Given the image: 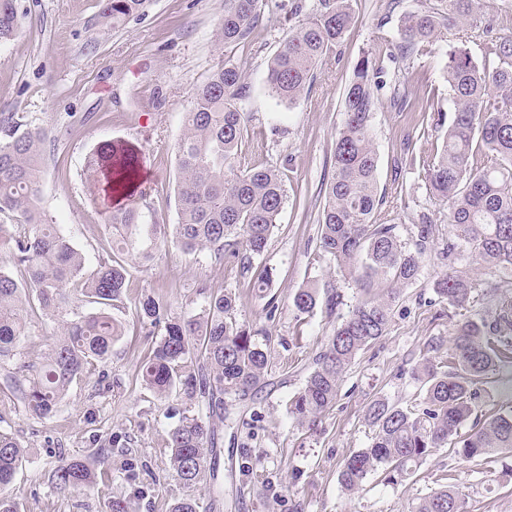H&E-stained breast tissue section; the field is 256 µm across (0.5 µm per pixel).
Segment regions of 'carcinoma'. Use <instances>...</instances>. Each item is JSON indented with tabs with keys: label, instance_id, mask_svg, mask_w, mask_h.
Wrapping results in <instances>:
<instances>
[{
	"label": "carcinoma",
	"instance_id": "1",
	"mask_svg": "<svg viewBox=\"0 0 512 512\" xmlns=\"http://www.w3.org/2000/svg\"><path fill=\"white\" fill-rule=\"evenodd\" d=\"M148 0H102L101 24L119 27L142 13ZM267 0H224L217 32L226 46L241 55L217 67L193 89L183 114V133L176 148L177 214L175 224L142 223L136 202L108 214L112 254L90 273L85 257L41 205L42 162L46 136L14 112L0 113V213L16 214L24 232L14 239L12 262L24 272L28 288L0 269V372L17 404L34 419L54 416L60 401L76 382L107 361L123 324L112 314L123 305L130 275L126 256L142 235L141 256L150 260L168 242L184 252L207 251L214 261L237 262L262 298L272 278L253 257L262 254L286 201L281 172L245 165L248 95L247 53L262 20ZM289 13L301 21L288 30L267 63V84L280 103L292 106L309 90L318 63L336 48L351 19V0H292ZM377 23V49L362 56L344 99V120L332 148V178L324 189L319 218L321 256L336 264L342 277L363 286L362 274L380 284L379 293L358 297L347 313H339L343 296L312 283L295 291L292 305L298 320L321 308L332 322L322 350L315 356L302 387L287 401L288 418L298 428L315 427L336 402L340 383L360 351L387 335L401 289L420 280L422 259L434 242L437 225L419 214L404 242L398 225L381 215L378 155L371 120L379 99L389 96L405 110L400 75L414 60L436 53L437 31L462 27L470 37L488 33L490 19L479 0H437L422 3L400 16L402 42L395 43ZM21 22L15 0H0V41L18 35ZM443 70L454 115L442 144L429 152H405L394 159V171H423L429 198L448 206V242L437 253L442 271L432 281L441 301L461 315L445 354L425 343L411 369L417 383L414 405L402 407L384 397L370 401L365 419L373 427L370 442L343 462L338 480L355 493L380 472L388 484L412 476L434 448L452 447L459 460L491 462L512 453V406L474 416L479 385L495 378L512 384V282L494 279L512 269V35L490 40L488 55L477 61L464 49L444 52ZM121 164L110 146L85 158L89 200L100 202L104 164ZM480 265L483 279L460 266L464 255ZM479 307L470 315L467 309ZM41 309L58 319V335L44 361L10 368L26 336L24 312ZM137 317L152 346L140 363L144 385L158 395L179 390L193 413L179 417L170 430V465L185 488L205 476L217 479L210 461L217 459L214 420L233 422L238 405L264 384L270 364L269 332L258 331L236 317V297L224 291L205 296L200 313L172 315L160 298L146 295ZM468 430H463L467 421ZM127 439L114 435L101 446L103 476L112 469V455L124 456ZM21 443L0 433V512H18L5 494L22 465ZM92 481L79 459L60 458L51 471L52 488L62 493ZM439 487L419 497L410 512H468L459 479L443 474Z\"/></svg>",
	"mask_w": 512,
	"mask_h": 512
}]
</instances>
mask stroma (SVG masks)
<instances>
[{
  "instance_id": "stroma-1",
  "label": "stroma",
  "mask_w": 512,
  "mask_h": 512,
  "mask_svg": "<svg viewBox=\"0 0 512 512\" xmlns=\"http://www.w3.org/2000/svg\"><path fill=\"white\" fill-rule=\"evenodd\" d=\"M101 0H16L23 22L20 36L0 42V112H16L47 136L42 207L59 230L83 252L87 270L108 256L112 234L85 191L87 154L104 143L125 149L135 160V176L112 189L113 207L133 200L144 204L147 224L178 221L175 147L192 89L231 57L216 39L224 0H149L143 15L118 28L99 24ZM415 0H352L353 20L335 50L319 63L310 88L296 105L277 104L267 91V62L289 26L287 11L265 16L254 34L252 64L246 74L249 96L247 163L279 169L288 198L266 251L254 263L271 269L274 308L252 292L236 264L217 263L209 253L185 254L173 246L149 262L132 261L120 318L124 334L112 346L102 372L74 384L55 416L35 420L0 392V431L16 437L26 460L7 488L20 512H107L113 495L127 497L132 512H168L184 488L167 456L171 410H185L178 392L157 397L137 377L149 344L135 307L147 294L163 297L175 315L200 312L202 288L235 294L237 317L255 329H271V365L265 383L243 407L235 428L219 426V475L223 495L209 481L193 494L200 504L218 501L216 512H410L413 501L433 488L439 473L457 474L469 512H512V455L494 464L460 462L438 448L416 477L387 486L369 479L354 494L343 492L338 472L344 459L365 447L372 428L367 403L376 396L411 404L416 386L409 376L430 338L449 343L453 311L438 301L431 282L440 267L427 252L419 282L404 288L386 336L361 351L346 373L333 410L317 432L295 427L286 402L302 386L329 327L322 311L297 320L294 292L306 284H334L345 301L356 289L334 272L318 251L319 189L332 173L331 149L342 123L344 92L353 68L376 47V24L398 36L402 11ZM409 89L418 106L398 112L389 101L372 119L379 157L382 211L395 216L427 196L422 173L408 170L395 179L393 161L403 149L430 147L441 130L433 110L452 116L454 106L439 58L414 62ZM22 361L41 362L58 323L46 311L27 313ZM127 436L133 476L114 474L83 490L54 493L49 474L59 457L93 461L99 439ZM255 457L240 471L241 443Z\"/></svg>"
}]
</instances>
